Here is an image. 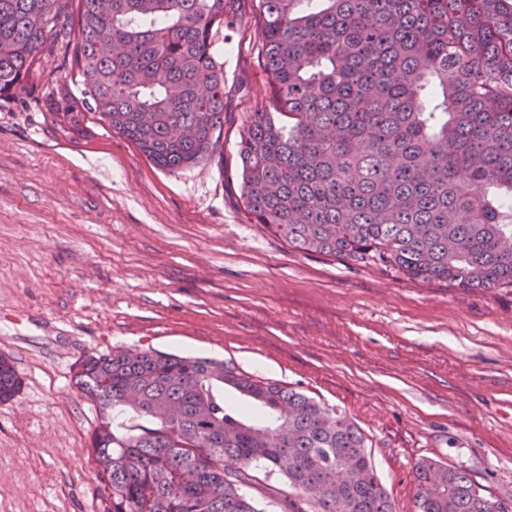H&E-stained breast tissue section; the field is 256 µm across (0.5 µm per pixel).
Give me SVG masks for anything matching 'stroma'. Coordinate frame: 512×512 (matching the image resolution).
<instances>
[{"label": "stroma", "mask_w": 512, "mask_h": 512, "mask_svg": "<svg viewBox=\"0 0 512 512\" xmlns=\"http://www.w3.org/2000/svg\"><path fill=\"white\" fill-rule=\"evenodd\" d=\"M254 0L218 45L224 134L157 168L94 115L62 118L76 70L44 54L0 99V512H103L74 384L91 353L199 355L299 391L364 434L396 512L423 458L512 500V287L462 290L304 254L251 221L237 144L271 92ZM21 378L18 376L12 360L6 355H0V403L12 400L20 391Z\"/></svg>", "instance_id": "obj_1"}]
</instances>
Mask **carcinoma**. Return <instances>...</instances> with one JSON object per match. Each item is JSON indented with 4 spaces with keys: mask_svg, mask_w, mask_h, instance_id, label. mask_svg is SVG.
<instances>
[{
    "mask_svg": "<svg viewBox=\"0 0 512 512\" xmlns=\"http://www.w3.org/2000/svg\"><path fill=\"white\" fill-rule=\"evenodd\" d=\"M246 2L112 0L104 14L100 0H0V94L59 42L82 75L62 117L93 112L157 167L194 166L220 146L215 46ZM258 7L272 93L237 149L254 223L303 253L512 286V0ZM74 380L98 410L104 512H394L360 430L303 393L155 351L89 354ZM21 386L1 354L0 403ZM226 387L265 420L226 402ZM414 478L418 512H512L436 460Z\"/></svg>",
    "mask_w": 512,
    "mask_h": 512,
    "instance_id": "1",
    "label": "carcinoma"
}]
</instances>
